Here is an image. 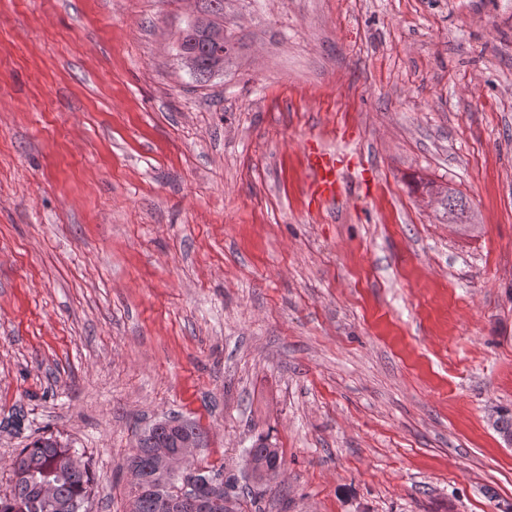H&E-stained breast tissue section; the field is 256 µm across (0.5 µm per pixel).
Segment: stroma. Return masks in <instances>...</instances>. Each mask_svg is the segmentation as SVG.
<instances>
[{"label": "stroma", "mask_w": 512, "mask_h": 512, "mask_svg": "<svg viewBox=\"0 0 512 512\" xmlns=\"http://www.w3.org/2000/svg\"><path fill=\"white\" fill-rule=\"evenodd\" d=\"M200 7L0 0V495L51 436L130 512L177 418L238 512H507L512 0H227L204 83ZM312 146L373 183L314 206ZM222 0H202L200 11L206 13L210 17L197 12L189 20L198 28L211 27L212 31L217 34L223 33L224 44H220L214 40H204L202 37L197 36L195 33L187 32L186 40L182 45H179V54L182 50L192 51L195 60V69L192 76L197 82L206 81L212 76L215 69H225L235 58L239 50L243 47L242 39L237 35L234 25L227 26L224 17V5ZM210 23V24H209ZM225 44H234L237 50L232 57L224 59L219 55V52H224ZM173 422H177V425H173ZM185 435L188 437H184ZM189 435L197 436L199 439L201 433L194 424L176 420L161 421L153 425L151 430L146 431L139 441L138 448L130 458V468L136 459L148 460L153 448H156L160 442H167L170 448H165L162 445L160 448H156L146 464L136 463L133 465L131 472L136 485L147 486L159 476L166 475L169 471L176 470L178 465L188 462L194 456L196 448L199 447V440ZM171 448L176 449L173 451ZM270 446L267 444V437L258 436L256 441L253 443L251 448H249L248 456H252L256 462V466L253 468V474L259 480H262V476L256 474V472H261V467L272 468L277 464L278 468L281 466V457L279 454L278 448H269Z\"/></svg>", "instance_id": "obj_1"}]
</instances>
